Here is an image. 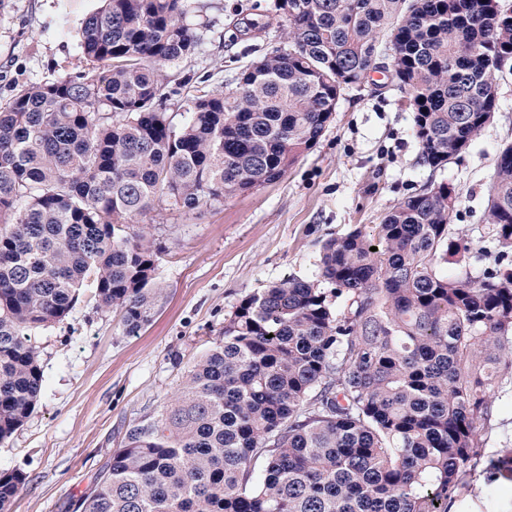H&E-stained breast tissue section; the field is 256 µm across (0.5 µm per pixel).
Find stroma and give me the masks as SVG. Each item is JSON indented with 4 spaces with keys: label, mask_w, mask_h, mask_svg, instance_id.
<instances>
[{
    "label": "stroma",
    "mask_w": 512,
    "mask_h": 512,
    "mask_svg": "<svg viewBox=\"0 0 512 512\" xmlns=\"http://www.w3.org/2000/svg\"><path fill=\"white\" fill-rule=\"evenodd\" d=\"M272 0H193L200 44L164 72L172 103L234 87L237 74L279 45L285 20ZM99 0H9L0 11V105L25 86L80 70L77 31ZM512 141V74L499 79V110L470 149L441 170L420 160L412 116L399 92L366 84L347 90L318 144L277 182L201 205L155 210V296L151 318L126 335L119 312L81 297L69 316L40 332L45 383L26 423L0 443V471L26 475L11 512H73L127 432L156 416L224 318L247 294L288 277L314 278L326 238L372 233L385 214L429 183L456 187L450 235L488 249L484 209L494 159ZM451 512H512V495L465 479Z\"/></svg>",
    "instance_id": "stroma-1"
}]
</instances>
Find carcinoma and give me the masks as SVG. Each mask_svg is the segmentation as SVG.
<instances>
[{
  "label": "carcinoma",
  "mask_w": 512,
  "mask_h": 512,
  "mask_svg": "<svg viewBox=\"0 0 512 512\" xmlns=\"http://www.w3.org/2000/svg\"><path fill=\"white\" fill-rule=\"evenodd\" d=\"M102 2L78 31L86 67L0 107V443L43 389L32 336L82 290L129 334L148 321L156 244L134 219L280 180L380 54L441 170L493 120L512 70L507 0H275L284 47L177 120L163 68L198 45L188 0ZM458 202L429 184L373 233L326 239L315 278L242 298L80 512H448L467 473L512 483V448L487 455L481 434L512 384V143L485 208L497 266L476 277L448 233ZM25 480L0 473V512Z\"/></svg>",
  "instance_id": "obj_1"
}]
</instances>
